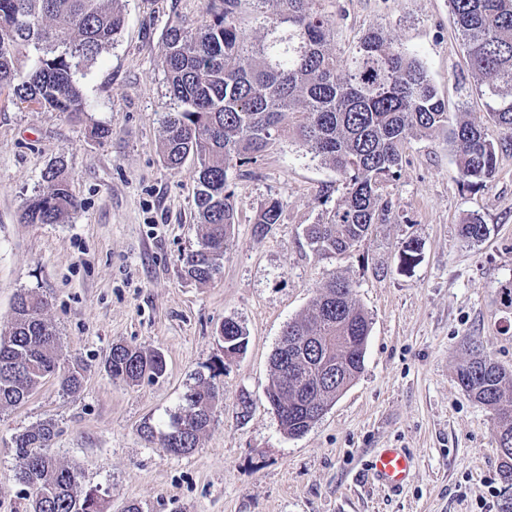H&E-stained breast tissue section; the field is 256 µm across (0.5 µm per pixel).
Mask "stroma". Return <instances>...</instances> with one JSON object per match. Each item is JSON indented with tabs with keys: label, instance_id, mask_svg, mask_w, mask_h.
<instances>
[{
	"label": "stroma",
	"instance_id": "obj_1",
	"mask_svg": "<svg viewBox=\"0 0 512 512\" xmlns=\"http://www.w3.org/2000/svg\"><path fill=\"white\" fill-rule=\"evenodd\" d=\"M126 25L91 67L89 112L74 119L0 95V330L17 292L51 303L64 356L86 367L82 390L48 380L24 404L0 412V512H18L13 439L45 420L50 449L83 486L108 489L106 512H500V455L491 412L456 380L475 345L512 373V146L499 147L495 177L459 184L446 133L411 139L399 180L387 187L388 221L350 252L318 257L305 237L343 188L335 172L285 140L228 172L235 222L212 282L188 280L181 257L199 242L192 163L172 169L159 154L162 121L179 105L159 66L163 35L195 28L205 0H122ZM337 54L373 27L423 63L451 116L482 115L448 0H317ZM110 128L91 139L93 126ZM79 206L62 224H26V201L56 161ZM282 204L279 223L260 209ZM487 227L477 243L461 228ZM419 260L401 261L407 243ZM346 277L371 319L364 368L308 432L283 433L266 399L271 356L284 325L306 314L332 275ZM246 331V350L225 357L224 320ZM160 350L162 378L131 386L104 363L113 343ZM223 361L224 400L193 453L146 442L162 428L196 372ZM378 448H406L415 464L401 490L363 477Z\"/></svg>",
	"mask_w": 512,
	"mask_h": 512
}]
</instances>
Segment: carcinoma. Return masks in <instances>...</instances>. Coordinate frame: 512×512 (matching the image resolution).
<instances>
[{
    "mask_svg": "<svg viewBox=\"0 0 512 512\" xmlns=\"http://www.w3.org/2000/svg\"><path fill=\"white\" fill-rule=\"evenodd\" d=\"M120 0H0V94L26 107L71 118L91 104L82 79L125 25ZM238 0H206L203 24L169 27L160 58L170 96L180 110L164 121L160 153L170 168L195 164L198 248L182 257L185 275L207 283L220 272L234 210L228 170L264 153L284 138L336 171L344 186L305 235L320 256L349 252L387 220L385 190L400 178L402 149L414 136L445 132L455 147L462 186L473 188L497 172L498 147L476 119L449 121L444 100L421 61L381 28L368 31L344 59L314 0H255L266 21L256 42L240 29ZM456 31L489 120L512 134V0H449ZM44 187L25 204L26 224H60L78 208L62 162L47 168ZM273 199L256 223L278 224ZM486 227L474 218L462 236L478 242ZM49 300L20 291L8 332L0 335V409L28 400L49 376L64 394L78 393L85 367L63 356L47 319ZM370 318L353 286L332 276L311 313L288 321L271 357L266 398L289 436L305 434L362 372ZM220 336L236 353L248 344L244 328L224 320ZM106 369L137 384L161 378L165 356L124 343L112 345ZM198 374L166 428L143 423L144 439L167 452L197 448L222 401L219 359ZM458 385L492 412L512 411V374L474 347L456 368ZM499 447L512 448V414L494 418ZM57 435L44 421L15 437V479L25 512H104L101 488L81 487L77 473L49 452Z\"/></svg>",
    "mask_w": 512,
    "mask_h": 512,
    "instance_id": "carcinoma-1",
    "label": "carcinoma"
}]
</instances>
